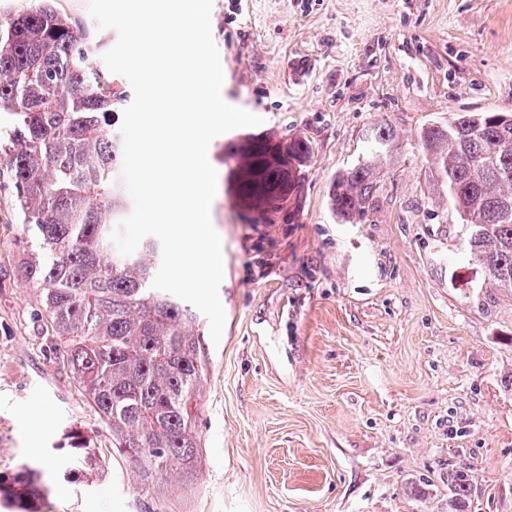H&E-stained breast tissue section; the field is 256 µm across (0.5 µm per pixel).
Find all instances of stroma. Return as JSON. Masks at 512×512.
<instances>
[{"mask_svg":"<svg viewBox=\"0 0 512 512\" xmlns=\"http://www.w3.org/2000/svg\"><path fill=\"white\" fill-rule=\"evenodd\" d=\"M224 98L255 133L310 141L299 207L251 224L211 147L225 326L197 407L202 463L162 512H443L465 471L473 512H512V291L487 285L418 131L512 112V0H214ZM385 120L399 140L373 200L338 223L336 173ZM0 191V474L44 471L42 512H141L112 435L81 392ZM102 466L74 475L67 436ZM428 484V499L413 483ZM72 449H74L73 456L76 460L82 461L87 468H95L100 465L97 448H94L92 440L77 433L71 434Z\"/></svg>","mask_w":512,"mask_h":512,"instance_id":"stroma-1","label":"stroma"}]
</instances>
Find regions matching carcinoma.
<instances>
[{
  "instance_id": "carcinoma-1",
  "label": "carcinoma",
  "mask_w": 512,
  "mask_h": 512,
  "mask_svg": "<svg viewBox=\"0 0 512 512\" xmlns=\"http://www.w3.org/2000/svg\"><path fill=\"white\" fill-rule=\"evenodd\" d=\"M98 47L90 31L40 0L26 13L0 14V185L11 188L29 236L22 268L89 403L129 465L144 512H160L167 480L192 483L202 445L197 401L209 353L200 315L152 282L161 244L123 256L111 233L128 206L117 171L122 143L112 108L124 99L112 75L87 65ZM503 112L461 113L419 131L448 206L462 220L467 251L490 282L512 289V123ZM396 134L386 122L366 130V153L336 174L332 206L351 222L372 199ZM304 138L248 134L224 145L243 206L288 201L311 156ZM73 456L100 466L92 440L71 434ZM46 490L30 463L0 475V500L40 512ZM467 473L448 475V508L471 512Z\"/></svg>"
}]
</instances>
